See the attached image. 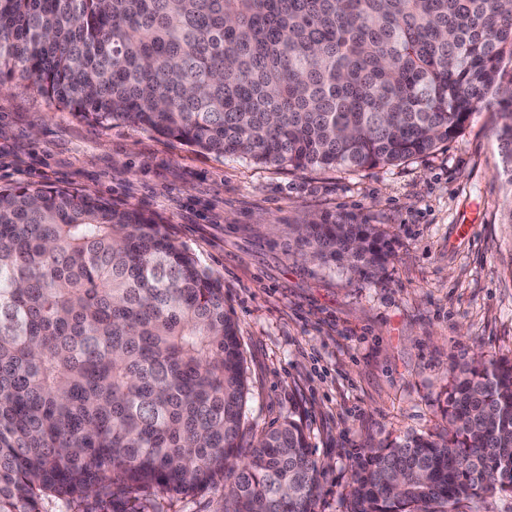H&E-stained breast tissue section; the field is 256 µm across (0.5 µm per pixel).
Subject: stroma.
<instances>
[{
  "mask_svg": "<svg viewBox=\"0 0 512 512\" xmlns=\"http://www.w3.org/2000/svg\"><path fill=\"white\" fill-rule=\"evenodd\" d=\"M494 121L473 113L432 154L392 167L294 170L104 126L14 80L0 87V185L70 187L162 217L224 284L247 436L299 421L321 463L317 512H343L364 449L443 431L453 365L512 361V224ZM332 217L391 236L383 274L313 260L288 232Z\"/></svg>",
  "mask_w": 512,
  "mask_h": 512,
  "instance_id": "1",
  "label": "stroma"
}]
</instances>
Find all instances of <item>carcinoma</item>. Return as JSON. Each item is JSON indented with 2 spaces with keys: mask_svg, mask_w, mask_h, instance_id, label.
I'll return each mask as SVG.
<instances>
[{
  "mask_svg": "<svg viewBox=\"0 0 512 512\" xmlns=\"http://www.w3.org/2000/svg\"><path fill=\"white\" fill-rule=\"evenodd\" d=\"M512 0H0V83L202 153L358 171L432 153L497 107L512 224ZM375 275V224L292 227ZM239 326L223 285L153 214L0 185V512H128L229 484L224 512H316L320 465L288 420L244 446ZM448 430L368 448L345 512H454L512 493V362L453 376Z\"/></svg>",
  "mask_w": 512,
  "mask_h": 512,
  "instance_id": "carcinoma-1",
  "label": "carcinoma"
}]
</instances>
